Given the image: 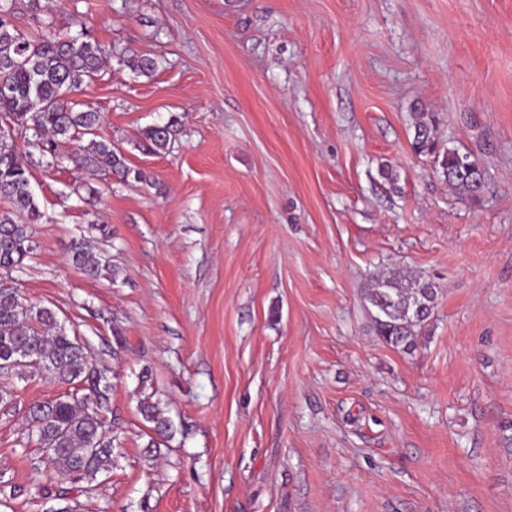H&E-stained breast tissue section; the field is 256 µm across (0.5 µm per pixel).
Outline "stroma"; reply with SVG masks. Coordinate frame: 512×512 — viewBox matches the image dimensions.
<instances>
[{"label": "stroma", "mask_w": 512, "mask_h": 512, "mask_svg": "<svg viewBox=\"0 0 512 512\" xmlns=\"http://www.w3.org/2000/svg\"><path fill=\"white\" fill-rule=\"evenodd\" d=\"M13 23L87 26L124 56L77 110L142 182L31 149L43 214L12 280L113 374L112 468L46 479L13 379L0 512H512V0H17ZM474 152L458 194L412 148ZM176 120L166 151L144 131ZM85 240L105 266L69 263ZM437 286L410 353L376 336L372 274ZM175 428L160 448L138 405ZM414 124L412 147L417 154L430 153L437 158L442 176L448 185L461 194L477 197L486 188L484 169L473 152L461 153L447 148L440 159L434 136L436 119L429 112H418Z\"/></svg>", "instance_id": "obj_1"}]
</instances>
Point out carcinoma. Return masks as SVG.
Returning a JSON list of instances; mask_svg holds the SVG:
<instances>
[{"label": "carcinoma", "instance_id": "1", "mask_svg": "<svg viewBox=\"0 0 512 512\" xmlns=\"http://www.w3.org/2000/svg\"><path fill=\"white\" fill-rule=\"evenodd\" d=\"M0 4V272L9 275L34 257L31 222L42 218L30 185L14 130L32 133L24 142L53 153L68 145L65 158L79 172L115 175L122 181H140L141 171L130 168L112 141L97 130L101 115L77 111L69 93L80 88L118 53L97 40L86 26L74 34L57 33L53 23L34 37L19 33L12 16L16 0ZM134 72L156 68L153 58L142 55L125 60ZM436 119L419 112L412 147L418 154L438 159L442 176L461 194L476 197L486 188L484 169L472 152L456 148L437 152ZM176 132L175 121L147 128L143 135L157 151L167 149ZM74 265L90 277L103 266L82 240L70 245ZM437 287L421 277L405 274L375 275L365 299L373 327L387 345L411 352L419 330L436 305ZM38 371L60 384H86L89 393L76 392L30 404L24 417L36 437L44 467L67 476L72 483L92 481L112 468L114 438L109 411L111 378L97 371L85 347L59 324L56 311L30 302L20 288L0 281V375L20 379ZM150 430L160 438L173 436V423L159 404L140 407Z\"/></svg>", "mask_w": 512, "mask_h": 512}]
</instances>
